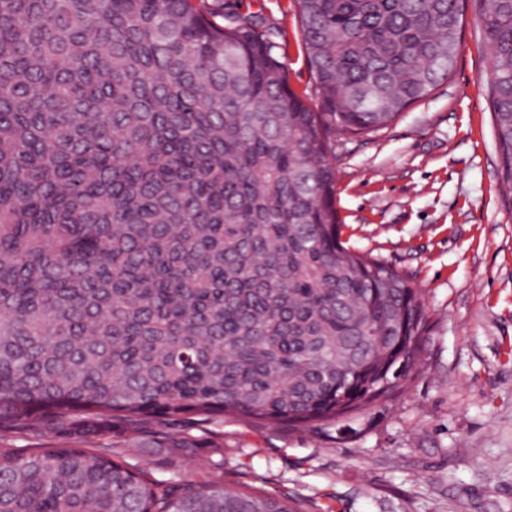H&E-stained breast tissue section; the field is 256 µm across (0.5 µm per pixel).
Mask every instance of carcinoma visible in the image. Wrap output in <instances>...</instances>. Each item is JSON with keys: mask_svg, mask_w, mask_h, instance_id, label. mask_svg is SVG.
<instances>
[{"mask_svg": "<svg viewBox=\"0 0 512 512\" xmlns=\"http://www.w3.org/2000/svg\"><path fill=\"white\" fill-rule=\"evenodd\" d=\"M317 91L224 0H0V512H296L158 482L122 423L336 425L391 401L426 316L350 250L332 134L377 133L453 69L464 0H297ZM512 188V0H475ZM57 440L49 436H33L26 433H5L0 435V448H14L33 451L39 448H54Z\"/></svg>", "mask_w": 512, "mask_h": 512, "instance_id": "cac0c4a2", "label": "carcinoma"}]
</instances>
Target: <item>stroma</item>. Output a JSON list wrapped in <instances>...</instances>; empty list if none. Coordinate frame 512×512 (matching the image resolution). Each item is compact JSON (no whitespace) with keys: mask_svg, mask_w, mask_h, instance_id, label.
Masks as SVG:
<instances>
[{"mask_svg":"<svg viewBox=\"0 0 512 512\" xmlns=\"http://www.w3.org/2000/svg\"><path fill=\"white\" fill-rule=\"evenodd\" d=\"M224 8L278 32L291 87L317 105L296 0ZM490 66L480 16L466 6L448 80L387 128L332 139L343 239L409 275L425 308L417 365L394 400L330 427L156 418L113 428L101 446L155 479L218 481L297 512H512V190ZM178 433L196 447L139 445Z\"/></svg>","mask_w":512,"mask_h":512,"instance_id":"obj_1","label":"stroma"}]
</instances>
